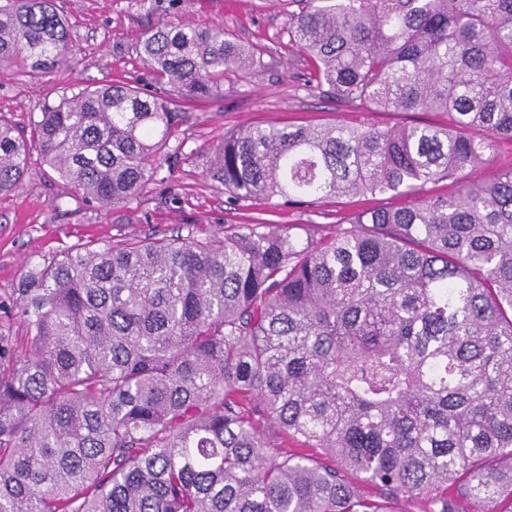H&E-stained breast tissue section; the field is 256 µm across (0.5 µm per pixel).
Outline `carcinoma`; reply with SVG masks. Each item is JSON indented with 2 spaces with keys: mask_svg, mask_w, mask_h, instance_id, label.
Listing matches in <instances>:
<instances>
[{
  "mask_svg": "<svg viewBox=\"0 0 512 512\" xmlns=\"http://www.w3.org/2000/svg\"><path fill=\"white\" fill-rule=\"evenodd\" d=\"M288 37L304 85L444 121L211 147L235 200L371 202L327 240L232 224L26 262L24 336L0 332V512H512V167L468 178L512 146V0H305ZM73 51L55 0H0V67ZM138 51L188 100L263 63L220 25H158ZM183 121L144 87H72L27 134L0 117V194L37 151L71 196L126 204Z\"/></svg>",
  "mask_w": 512,
  "mask_h": 512,
  "instance_id": "cac0c4a2",
  "label": "carcinoma"
}]
</instances>
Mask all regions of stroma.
<instances>
[{
    "instance_id": "35a3bbf8",
    "label": "stroma",
    "mask_w": 512,
    "mask_h": 512,
    "mask_svg": "<svg viewBox=\"0 0 512 512\" xmlns=\"http://www.w3.org/2000/svg\"><path fill=\"white\" fill-rule=\"evenodd\" d=\"M76 51L67 67L33 77L0 69V115L27 127L44 104L68 87L96 82L148 83L137 53L141 32L162 23L224 26L245 48L263 52V67L228 74L201 100L182 102L184 124L171 138L170 158L140 197L101 208L70 198L58 174L32 154L22 186L0 195V326L23 332L10 308L9 290L25 261H40L81 247L119 245L130 239L195 233L205 238L229 224H302L312 236H332L340 217L362 208L358 198L327 200L316 208H276L260 200H234L206 174L208 148L225 133L264 124L427 120L424 112H365L337 107L306 88L308 62L288 42L296 0H57Z\"/></svg>"
}]
</instances>
